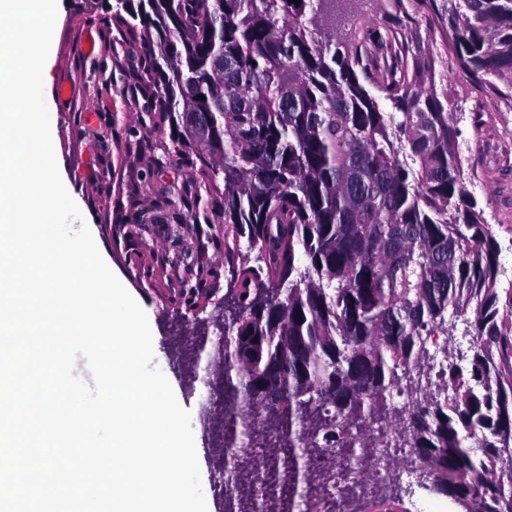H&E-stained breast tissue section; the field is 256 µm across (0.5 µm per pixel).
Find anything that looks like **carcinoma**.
<instances>
[{"label": "carcinoma", "instance_id": "obj_1", "mask_svg": "<svg viewBox=\"0 0 512 512\" xmlns=\"http://www.w3.org/2000/svg\"><path fill=\"white\" fill-rule=\"evenodd\" d=\"M129 2L113 18L143 29L165 149L196 157L254 254L224 295L225 447L238 409L275 415L281 447L263 466L295 512L305 446L346 461L357 441L372 447L405 381L419 488L512 512V288H498V243L427 78L374 69L383 111L358 76L367 31L336 39L338 0ZM446 4L456 64L497 92L494 79L512 80V0ZM458 321L471 355L435 383L430 346Z\"/></svg>", "mask_w": 512, "mask_h": 512}]
</instances>
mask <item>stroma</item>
<instances>
[{"mask_svg": "<svg viewBox=\"0 0 512 512\" xmlns=\"http://www.w3.org/2000/svg\"><path fill=\"white\" fill-rule=\"evenodd\" d=\"M407 16L390 23L391 0H359L364 27L399 49L406 67L432 75L434 90L460 130L458 150L467 189L473 193L500 248L512 284V86L498 93L477 86L459 69L448 38V15L421 0H404ZM115 0H60L51 44L46 102L54 114L53 144L62 178L73 185L79 208L90 218L97 246L111 270L145 311L155 362L180 405L199 414L203 382H187L173 354L176 333L207 329L227 291L224 277V198L207 192L197 166L165 158L168 125L159 123L155 100L138 78L139 37L112 20ZM94 39L95 53L80 45ZM72 96L59 100V84ZM178 189L187 206L168 209L165 191ZM143 211L156 224L130 233ZM181 224L179 234L170 227ZM357 512H448L446 497L417 491L413 498L373 496Z\"/></svg>", "mask_w": 512, "mask_h": 512, "instance_id": "stroma-1", "label": "stroma"}]
</instances>
